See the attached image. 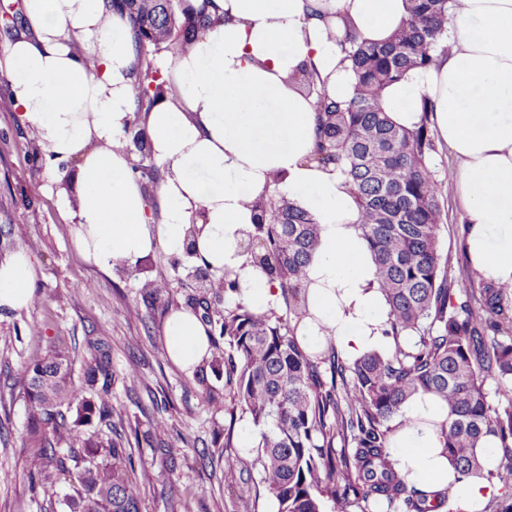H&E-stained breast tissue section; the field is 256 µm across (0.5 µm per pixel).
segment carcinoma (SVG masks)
<instances>
[{
    "label": "carcinoma",
    "mask_w": 512,
    "mask_h": 512,
    "mask_svg": "<svg viewBox=\"0 0 512 512\" xmlns=\"http://www.w3.org/2000/svg\"><path fill=\"white\" fill-rule=\"evenodd\" d=\"M448 0H408L409 18L382 45H360L347 58L357 76L347 103L317 91L314 67L297 86L316 94L315 142L305 161L340 172L359 209L356 228L374 261L376 282L390 308L385 352L347 358L333 338L312 354L297 339L299 325L315 318L308 294L309 266L319 245L315 214L274 190L257 199L254 224L242 242L245 264L278 283L284 310L256 312L226 299L240 291L236 269L220 275L195 266L209 297L188 302L210 326L208 367L224 379L234 405L230 427L215 440L231 446L233 424L247 419L260 429L252 467L278 512H431L451 508L450 491L409 484L389 448L394 420L419 393L448 407L440 424L446 456L457 472L503 487L512 501V284L500 283L462 254L448 277L442 239L441 183L432 162V106L423 103L418 124L392 123L384 89L411 69L427 68L449 53ZM127 13L137 43L135 118L124 150L151 152L141 113L174 93L156 76L148 48L176 56L188 52L210 21L205 7L188 0H112ZM84 380L71 381L67 356L54 351L19 365L15 385L27 411L25 449L45 471L78 474L66 500L69 512H140L149 469L136 467L113 417L111 346L86 339ZM485 438L501 448L498 464L478 453Z\"/></svg>",
    "instance_id": "obj_1"
}]
</instances>
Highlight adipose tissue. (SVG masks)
<instances>
[{
    "label": "adipose tissue",
    "mask_w": 512,
    "mask_h": 512,
    "mask_svg": "<svg viewBox=\"0 0 512 512\" xmlns=\"http://www.w3.org/2000/svg\"><path fill=\"white\" fill-rule=\"evenodd\" d=\"M214 2L223 22L206 28L188 54L171 58L163 76L176 92L147 115L152 154L163 166L149 197L119 145L135 99L126 16L110 0H23L27 33L10 44L0 70L45 158L78 163L76 247L88 263L111 271L159 248L183 253L191 224L203 225L199 254L211 268H240L239 301L263 311L279 291L244 267L238 231L252 223L254 201L276 190L311 209L321 226L309 268L317 319L299 329V342L316 352L330 334L351 359L388 350L382 329L389 307L355 230V198L340 173L306 162L315 111L292 78L314 65L319 91L349 101L356 76L338 35L349 25L360 43H385L407 20L408 2ZM447 41L448 56L388 86L384 105L410 128L422 103L432 104L430 120L457 161L448 178L462 202L467 254L487 277L512 283V0H449ZM87 56L96 69L85 68ZM35 275L29 253L1 259L0 310L29 308ZM164 336L182 368L209 354L207 329L191 310L173 311ZM447 416L435 397L413 398L399 415L405 426L390 454L410 484L452 488L460 512H478L494 488L450 465L438 429Z\"/></svg>",
    "instance_id": "obj_1"
}]
</instances>
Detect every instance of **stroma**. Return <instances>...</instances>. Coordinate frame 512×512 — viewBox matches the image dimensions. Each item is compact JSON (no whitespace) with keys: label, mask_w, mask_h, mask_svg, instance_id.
I'll return each mask as SVG.
<instances>
[{"label":"stroma","mask_w":512,"mask_h":512,"mask_svg":"<svg viewBox=\"0 0 512 512\" xmlns=\"http://www.w3.org/2000/svg\"><path fill=\"white\" fill-rule=\"evenodd\" d=\"M433 164L442 182L444 239L449 258H456L462 235V209L448 169L455 165L444 142H437ZM39 139L25 127L12 98L9 78L0 71V257L27 251L36 267L33 305L21 312L0 311V471L15 472L16 481L0 484V512H68L64 496L70 484L58 480V494L44 499L31 479H42L41 464L23 446L26 408L13 384L14 368L53 351L72 361V381L83 379L85 336H105L112 344V407L121 415L129 450L152 473L142 512H175L180 499L194 498L195 512H266L270 499L260 492L252 457L239 446L218 448L217 432L229 418L208 404L197 371H185L166 353L163 327L171 310L203 296L185 271H174L171 255L156 250L149 275L106 273L87 263L63 227L75 223L77 195L63 184L75 162L37 163ZM168 279L161 295L146 288V279ZM141 309L131 315L130 307ZM165 413L172 426L150 440H134L150 420ZM168 449L177 460L169 470L161 459ZM233 473H226V460Z\"/></svg>","instance_id":"stroma-1"}]
</instances>
